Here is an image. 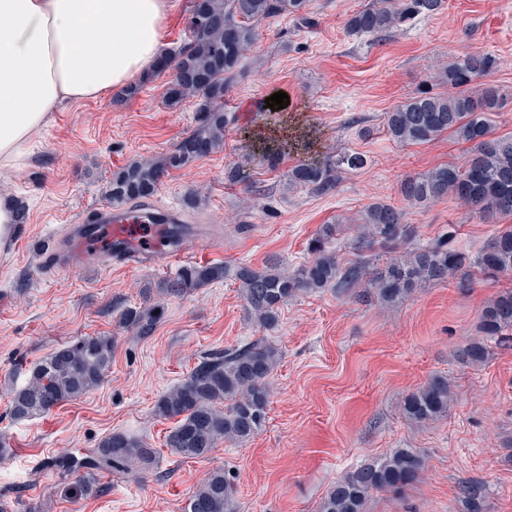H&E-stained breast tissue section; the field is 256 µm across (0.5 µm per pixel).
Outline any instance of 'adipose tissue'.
Wrapping results in <instances>:
<instances>
[{
  "mask_svg": "<svg viewBox=\"0 0 512 512\" xmlns=\"http://www.w3.org/2000/svg\"><path fill=\"white\" fill-rule=\"evenodd\" d=\"M169 0H0V166L29 152L65 101L95 99L159 52Z\"/></svg>",
  "mask_w": 512,
  "mask_h": 512,
  "instance_id": "obj_1",
  "label": "adipose tissue"
}]
</instances>
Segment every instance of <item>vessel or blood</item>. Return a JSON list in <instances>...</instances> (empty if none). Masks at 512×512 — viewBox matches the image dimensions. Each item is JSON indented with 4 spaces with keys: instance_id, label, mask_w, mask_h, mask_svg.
<instances>
[{
    "instance_id": "1",
    "label": "vessel or blood",
    "mask_w": 512,
    "mask_h": 512,
    "mask_svg": "<svg viewBox=\"0 0 512 512\" xmlns=\"http://www.w3.org/2000/svg\"><path fill=\"white\" fill-rule=\"evenodd\" d=\"M173 212H159L148 206L104 207L86 215L66 237L58 239L49 254L51 267H69L75 254L118 258L127 267L143 263L166 267L197 252L202 239L185 232L178 246L170 244V225L179 223Z\"/></svg>"
}]
</instances>
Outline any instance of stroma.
<instances>
[{
	"label": "stroma",
	"mask_w": 512,
	"mask_h": 512,
	"mask_svg": "<svg viewBox=\"0 0 512 512\" xmlns=\"http://www.w3.org/2000/svg\"><path fill=\"white\" fill-rule=\"evenodd\" d=\"M368 0H309L310 24L289 16L260 23L245 52L244 73L224 99L235 122L224 143L191 166L172 170L153 198L175 206L193 224H219L224 243L202 245L194 262L295 269L311 260L321 228L340 223L326 248L340 265L357 258L356 222L372 202L401 207L406 223L427 241L453 231L455 244L476 253L512 219H484L447 197L405 204L401 180L446 164L463 163L467 146L448 136L401 145L384 116L428 81L441 64L467 53L498 60L487 77L507 97L493 129L512 135V0H446L437 15L420 17L378 37L347 32L350 14ZM168 71L139 78V91L65 103L37 135L27 161L0 167V195L28 209L15 242L0 247V503L9 512H183L189 493L218 467L235 487L236 512H319L336 482L395 448L423 459L419 481L399 493L371 496L366 512H467L458 488L488 487L484 512H512V342L489 341L479 365L458 352L480 338L479 316L512 276L469 287L432 283L388 306L357 284L298 293L281 310L277 328L262 329L246 309L234 279L182 296L162 292L175 269H126L77 262L55 270L48 242L67 233L85 212L108 206L113 174L128 163L162 159L195 127L196 101L169 105ZM290 100L283 113L303 132L302 143L270 168L251 149L265 135V100ZM368 158L342 174L335 193L318 196L289 184L300 162L343 151ZM245 164L247 181L225 173ZM194 203H187V196ZM160 304L154 334L140 337L118 319L122 311ZM86 336H109L112 365L90 393L27 420L12 419L9 404L34 364ZM263 338L281 358L271 377L265 429L243 444L218 442L203 458L185 459L166 446L174 427L155 412L157 400L202 357ZM436 375L447 377L453 401L446 416L410 419L405 397ZM122 432L157 451L152 467L102 474L96 495L73 487V477L50 469L64 453L80 455Z\"/></svg>",
	"instance_id": "35a3bbf8"
}]
</instances>
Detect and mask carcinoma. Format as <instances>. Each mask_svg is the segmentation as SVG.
Listing matches in <instances>:
<instances>
[{"instance_id":"1","label":"carcinoma","mask_w":512,"mask_h":512,"mask_svg":"<svg viewBox=\"0 0 512 512\" xmlns=\"http://www.w3.org/2000/svg\"><path fill=\"white\" fill-rule=\"evenodd\" d=\"M307 0H193L189 18V42L160 58L161 68L174 76L165 97L176 104L192 96L198 99L195 128L158 163L135 161L112 177L109 197L117 205L136 204L156 194L164 173L183 169L212 153L224 142V131L234 121L224 111V94L242 72L243 54L255 40L256 24L282 15L307 21L302 10ZM444 0H370L346 21L356 35L376 36L397 29L416 17H431ZM491 54L469 53L449 61L431 79L448 92L427 87L416 91L385 114L388 135L399 144H422L448 134L469 144L461 165H439L411 174L400 184L402 198L411 205L452 197L482 217L512 216V135H496L492 115L505 104L500 88L482 78L494 71ZM262 157L271 168L285 154V144L262 142ZM367 165L364 154L347 151L323 162H307L287 172L288 181L316 195L333 192L341 174ZM454 235L433 241H415V230L404 222L401 208L384 201L369 204L356 236L359 259L341 267L335 254L315 248L312 260L293 271L267 266L256 269L242 264L230 269L220 264L183 267L164 283L168 294H184L213 281L231 277L238 282L248 311L264 329L279 324L281 307L299 292L324 288H348L366 280L365 288L381 302L397 304L421 285L457 279L470 285L476 274L488 278L512 275V226L496 231L475 257L453 245ZM387 255L383 266L369 269V258ZM162 306L152 304L127 309L120 321L137 335L148 337L158 326ZM484 338L461 349L459 358L468 365L488 356L486 338H509L512 332V287L500 289L481 310ZM110 336H90L63 346L35 364L28 381L11 398L10 414L16 420L47 413L58 404L96 389L112 363ZM279 361V350L264 339L202 358L187 376L158 401L156 413L176 419L167 445L179 456L199 458L224 439L246 442L266 426L271 396L270 378ZM452 402L450 384L435 376L404 400L409 418L423 422L448 414ZM156 450L124 433L105 437L82 455L61 456L51 467L77 476L80 494L97 493V477L103 471L120 472L130 465L150 467ZM423 468L421 456L411 448H395L343 476L324 498L320 512H365L369 497L378 492L402 491L413 486ZM486 485L470 481L462 486L469 512H481ZM234 487L218 468L191 492L183 512H233Z\"/></svg>"}]
</instances>
